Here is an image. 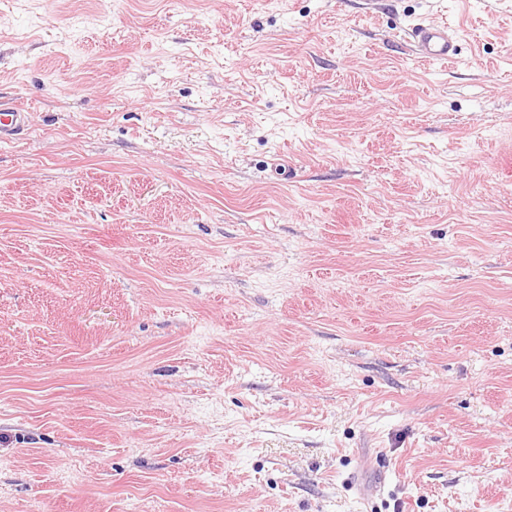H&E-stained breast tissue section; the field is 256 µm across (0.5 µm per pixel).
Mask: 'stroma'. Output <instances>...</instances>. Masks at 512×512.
Segmentation results:
<instances>
[{
	"label": "stroma",
	"mask_w": 512,
	"mask_h": 512,
	"mask_svg": "<svg viewBox=\"0 0 512 512\" xmlns=\"http://www.w3.org/2000/svg\"><path fill=\"white\" fill-rule=\"evenodd\" d=\"M18 109L0 512H512V0H0ZM418 58L452 61L458 55L457 33L447 24L425 23L413 26L408 31Z\"/></svg>",
	"instance_id": "obj_1"
}]
</instances>
